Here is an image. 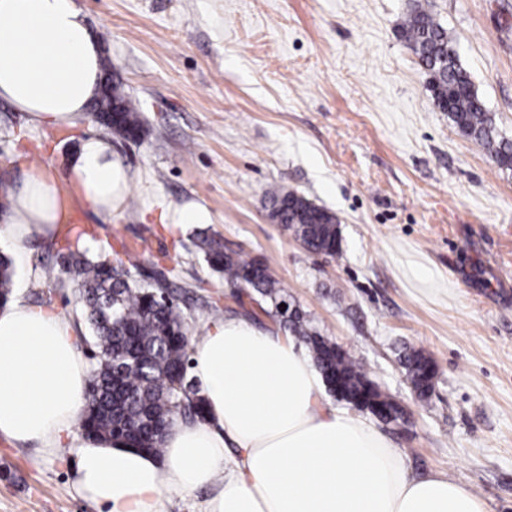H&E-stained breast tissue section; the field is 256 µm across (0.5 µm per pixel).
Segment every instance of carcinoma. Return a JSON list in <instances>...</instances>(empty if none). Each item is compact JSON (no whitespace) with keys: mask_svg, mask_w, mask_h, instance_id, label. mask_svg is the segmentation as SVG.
I'll return each mask as SVG.
<instances>
[{"mask_svg":"<svg viewBox=\"0 0 512 512\" xmlns=\"http://www.w3.org/2000/svg\"><path fill=\"white\" fill-rule=\"evenodd\" d=\"M402 36L426 71L435 105L464 137L490 153L500 168L512 170V139L503 136L487 112L470 74L463 67L448 30L420 3L414 4L402 26ZM104 65L105 96L95 102L101 111L95 120L125 140L140 137L139 105ZM272 216L316 254L341 255L336 217L307 198L282 188L268 192ZM210 268L224 275L229 288H252L261 310L280 317L287 303L284 288L263 263L225 248L223 240L199 238ZM65 272L77 291L81 314L93 331L94 351L86 386V403L80 427L86 436L117 440L156 455L179 415L190 421L206 418L205 401L186 381L191 338L184 312L168 283L161 280L141 286L129 279L123 261L89 258L66 242L58 250ZM13 260L0 252V302L11 295ZM288 328L301 338L326 383L341 379L346 394L357 397L368 387L378 405L391 404L369 377L363 364L322 336L296 307H288ZM431 359L419 350L403 353L401 364L417 396L432 388L427 367Z\"/></svg>","mask_w":512,"mask_h":512,"instance_id":"1","label":"carcinoma"}]
</instances>
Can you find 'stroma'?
Wrapping results in <instances>:
<instances>
[{"label": "stroma", "instance_id": "1", "mask_svg": "<svg viewBox=\"0 0 512 512\" xmlns=\"http://www.w3.org/2000/svg\"><path fill=\"white\" fill-rule=\"evenodd\" d=\"M103 60L139 101L136 143L84 115L32 124L0 103V186L42 168L59 210L92 229L81 247L123 259L132 280H168L190 336L201 302L280 332L252 289L226 287L199 231L267 265L324 337L363 361L404 421L381 424L411 473L444 474L512 512V171L434 106L401 36L411 0H74ZM438 15L501 133L512 138V0H421ZM110 140L129 170L124 204L86 207L68 177L83 139ZM274 185L338 219L342 258L303 248L268 218ZM194 208L201 224H177ZM54 237L14 258L13 292L66 317L92 346ZM436 364L420 402L403 348ZM77 451L48 459L0 436V512H100L73 490Z\"/></svg>", "mask_w": 512, "mask_h": 512}]
</instances>
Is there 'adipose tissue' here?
I'll use <instances>...</instances> for the list:
<instances>
[{
	"label": "adipose tissue",
	"instance_id": "ef3b65f1",
	"mask_svg": "<svg viewBox=\"0 0 512 512\" xmlns=\"http://www.w3.org/2000/svg\"><path fill=\"white\" fill-rule=\"evenodd\" d=\"M101 48L73 0H0V100L32 123L73 126L101 82ZM69 178L97 212L129 187L102 138L83 140ZM57 181L43 169L7 187L16 252L57 220ZM202 422L175 421L163 455L80 438L87 367L77 333L21 296L0 307V435L49 458L77 447L73 486L107 512H169L170 497L200 488L198 512H486L443 474H411L375 424L326 405L302 345L229 318L192 342Z\"/></svg>",
	"mask_w": 512,
	"mask_h": 512
}]
</instances>
